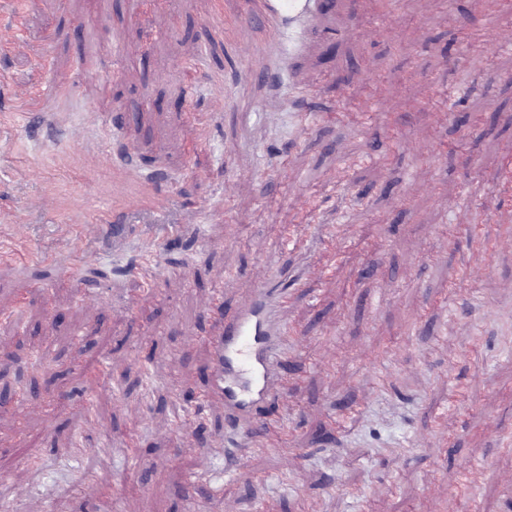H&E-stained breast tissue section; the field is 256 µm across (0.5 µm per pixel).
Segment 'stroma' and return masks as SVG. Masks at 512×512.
<instances>
[{
    "instance_id": "stroma-1",
    "label": "stroma",
    "mask_w": 512,
    "mask_h": 512,
    "mask_svg": "<svg viewBox=\"0 0 512 512\" xmlns=\"http://www.w3.org/2000/svg\"><path fill=\"white\" fill-rule=\"evenodd\" d=\"M244 8L0 0V35L22 38L0 51V382H36L55 408L0 409V501L94 512L77 490L89 474L133 483L116 512H188L182 486L203 466L207 512H498L512 484V247L497 244L512 237V47L473 54L460 35L512 26V6L347 0L274 93L217 34L214 12ZM118 38L135 54L118 57ZM21 93L25 114L10 109ZM103 212L111 223L89 229ZM149 261L158 278L139 274ZM284 266L308 271L282 313L301 332L300 384L274 404L301 454L285 471L256 437L229 471L224 411L198 401L210 356L187 340L218 333L213 288L236 306ZM339 416L344 433L322 441ZM464 461L479 471L468 485Z\"/></svg>"
}]
</instances>
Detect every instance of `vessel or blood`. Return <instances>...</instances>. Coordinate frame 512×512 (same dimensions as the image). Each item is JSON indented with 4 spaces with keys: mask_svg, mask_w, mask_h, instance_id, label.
<instances>
[{
    "mask_svg": "<svg viewBox=\"0 0 512 512\" xmlns=\"http://www.w3.org/2000/svg\"><path fill=\"white\" fill-rule=\"evenodd\" d=\"M330 15L328 0H250L238 24L251 33L235 51L248 52L243 75L265 79L287 62L297 70L310 40ZM282 288L261 286L251 303L232 308L224 303L223 290H215L208 310L222 324L219 334L207 337L213 354L210 383L200 394L203 406H223L230 418L224 433L234 453L249 450V439L260 435L265 446H273L281 419L269 406L287 396L294 382L288 375V355L299 339L298 329L276 320V305L286 302Z\"/></svg>",
    "mask_w": 512,
    "mask_h": 512,
    "instance_id": "b4317fda",
    "label": "vessel or blood"
}]
</instances>
